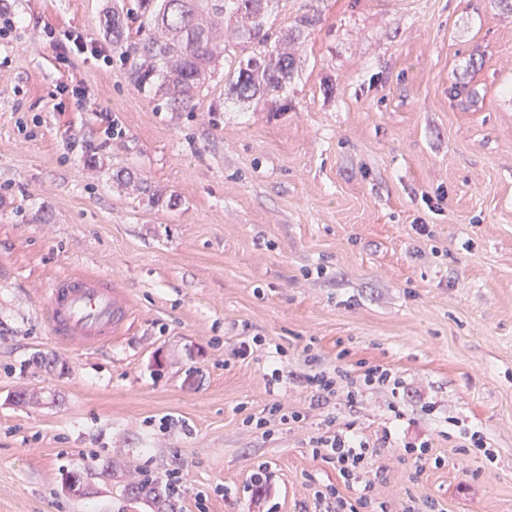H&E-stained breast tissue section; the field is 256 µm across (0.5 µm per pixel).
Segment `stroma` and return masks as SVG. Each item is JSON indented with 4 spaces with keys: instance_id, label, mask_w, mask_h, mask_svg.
<instances>
[{
    "instance_id": "1",
    "label": "stroma",
    "mask_w": 512,
    "mask_h": 512,
    "mask_svg": "<svg viewBox=\"0 0 512 512\" xmlns=\"http://www.w3.org/2000/svg\"><path fill=\"white\" fill-rule=\"evenodd\" d=\"M116 3L0 0V512H152L143 475L177 512H512V0H279L287 91L233 104L218 76L193 112L131 84ZM65 272L123 282L111 344L53 340ZM373 366L398 392L349 405ZM276 402L300 421L254 428ZM347 423L381 447L365 491L312 453ZM131 488H127L128 495L133 500H151L154 502L158 500V502H162L163 504L172 503L170 491V487L165 485H161L158 479H153L151 477H144L140 481H134ZM173 505V504H171Z\"/></svg>"
}]
</instances>
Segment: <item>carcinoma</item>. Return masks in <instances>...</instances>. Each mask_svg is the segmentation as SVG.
Segmentation results:
<instances>
[{
	"label": "carcinoma",
	"mask_w": 512,
	"mask_h": 512,
	"mask_svg": "<svg viewBox=\"0 0 512 512\" xmlns=\"http://www.w3.org/2000/svg\"><path fill=\"white\" fill-rule=\"evenodd\" d=\"M278 0H135L133 11L144 37L125 35L128 14L117 8L104 15L112 46L127 66L139 92L161 98L167 112H192L203 88L224 66V92L245 103L288 85L291 63L288 32L273 33L272 16ZM224 19L234 25L235 47L215 54L213 26ZM243 54H238V51ZM133 500L172 503L169 486L144 477L128 489Z\"/></svg>",
	"instance_id": "1"
}]
</instances>
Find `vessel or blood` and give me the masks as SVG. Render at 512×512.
<instances>
[{"mask_svg":"<svg viewBox=\"0 0 512 512\" xmlns=\"http://www.w3.org/2000/svg\"><path fill=\"white\" fill-rule=\"evenodd\" d=\"M130 313V297L112 276L66 274L51 285L49 322L60 345L88 349L107 343Z\"/></svg>","mask_w":512,"mask_h":512,"instance_id":"vessel-or-blood-1","label":"vessel or blood"}]
</instances>
